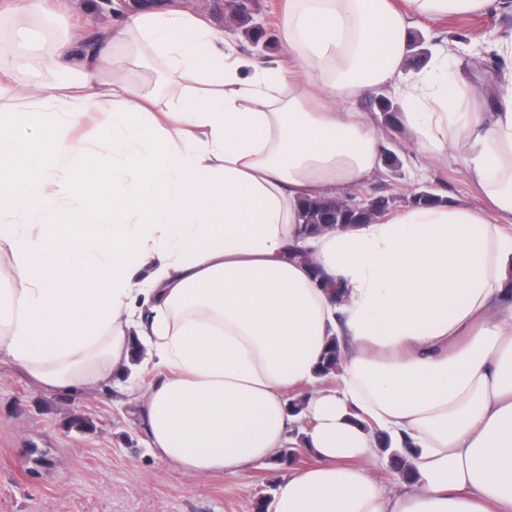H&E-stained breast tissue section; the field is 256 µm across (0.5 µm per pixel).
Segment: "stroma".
<instances>
[{
  "mask_svg": "<svg viewBox=\"0 0 512 512\" xmlns=\"http://www.w3.org/2000/svg\"><path fill=\"white\" fill-rule=\"evenodd\" d=\"M123 2L68 0L53 23L65 35L80 30L81 45L88 48L122 19ZM184 3L214 29L231 31L240 54L259 62L280 54L281 0H252L248 24L233 16L228 0ZM6 24L30 58L16 75L19 88L37 84L42 94L53 93L58 75L35 64L42 46L38 26L11 17ZM254 25L264 29L263 42H254ZM413 31L430 52L440 44L457 43L448 72L468 73L470 85L458 105L469 108L496 70L495 57L483 49L512 35V12L419 19ZM352 108L382 133L379 164L369 181L357 187L358 196L390 197L399 209L427 192L446 202L483 207L457 161L418 150L403 121L385 125L376 97L358 100ZM307 463L301 455L294 463L275 460L235 477L191 480L155 455L125 379L106 381L91 396L53 391L8 360L0 361V512H258L260 502L273 499L279 485Z\"/></svg>",
  "mask_w": 512,
  "mask_h": 512,
  "instance_id": "35a3bbf8",
  "label": "stroma"
}]
</instances>
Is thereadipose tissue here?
<instances>
[{
  "instance_id": "obj_1",
  "label": "adipose tissue",
  "mask_w": 512,
  "mask_h": 512,
  "mask_svg": "<svg viewBox=\"0 0 512 512\" xmlns=\"http://www.w3.org/2000/svg\"><path fill=\"white\" fill-rule=\"evenodd\" d=\"M511 8L284 0L283 51L259 63L176 0H141L86 63L57 42L46 66L67 78L46 97L17 90L0 44L15 282L0 289V357L89 394L146 352L157 378L134 398L151 448L186 477L236 475L290 445L312 457L273 512H512V66L463 112L465 75L441 79L449 50L404 79L414 20ZM132 43L179 92L125 80ZM385 88L421 149H459L487 211L451 202L307 231L304 199L372 176L380 132L345 105ZM107 99L98 158L70 133ZM68 197L79 207L61 228ZM334 340L346 361L331 382L319 370ZM382 433L415 452L390 489L375 475Z\"/></svg>"
}]
</instances>
